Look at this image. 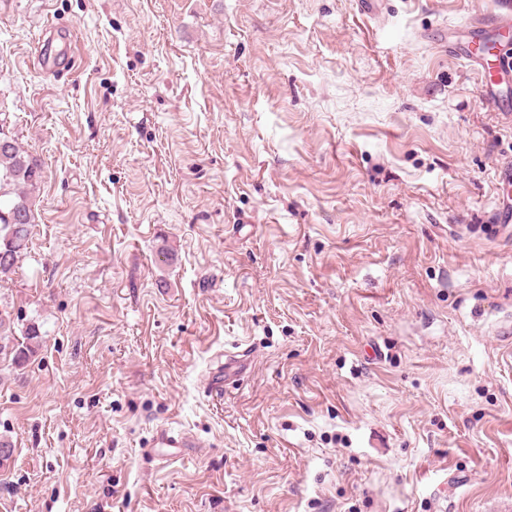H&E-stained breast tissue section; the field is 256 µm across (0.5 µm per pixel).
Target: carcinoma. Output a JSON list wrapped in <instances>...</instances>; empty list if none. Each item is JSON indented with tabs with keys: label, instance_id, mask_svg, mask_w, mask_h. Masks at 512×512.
Returning <instances> with one entry per match:
<instances>
[{
	"label": "carcinoma",
	"instance_id": "1",
	"mask_svg": "<svg viewBox=\"0 0 512 512\" xmlns=\"http://www.w3.org/2000/svg\"><path fill=\"white\" fill-rule=\"evenodd\" d=\"M42 182V171L34 159L15 140L0 145V190L8 186L16 201L0 206V279L14 272L18 254L27 248L30 226L35 217L31 198ZM21 335L25 344L17 349L16 357L26 359L38 346L39 327L29 324Z\"/></svg>",
	"mask_w": 512,
	"mask_h": 512
}]
</instances>
